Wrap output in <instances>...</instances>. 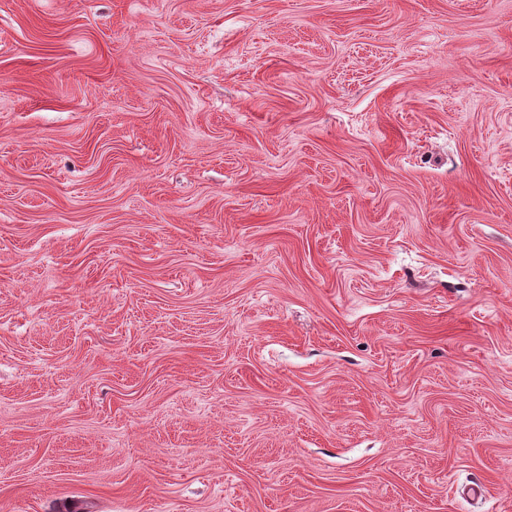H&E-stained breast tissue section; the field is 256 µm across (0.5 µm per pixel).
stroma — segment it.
<instances>
[{
    "instance_id": "obj_1",
    "label": "stroma",
    "mask_w": 512,
    "mask_h": 512,
    "mask_svg": "<svg viewBox=\"0 0 512 512\" xmlns=\"http://www.w3.org/2000/svg\"><path fill=\"white\" fill-rule=\"evenodd\" d=\"M512 512V0H0V512Z\"/></svg>"
}]
</instances>
